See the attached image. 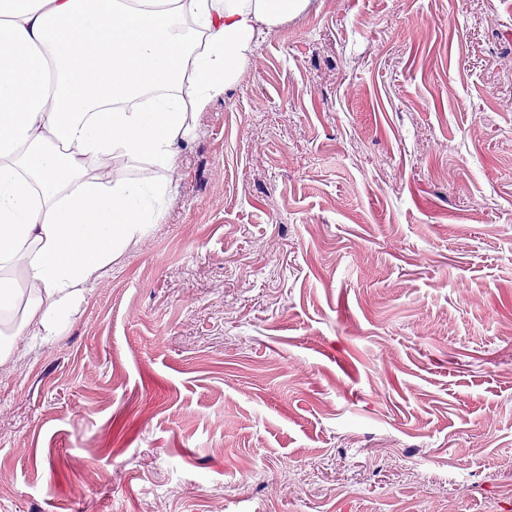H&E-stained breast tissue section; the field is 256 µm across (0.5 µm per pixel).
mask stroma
<instances>
[{
	"instance_id": "obj_1",
	"label": "stroma",
	"mask_w": 512,
	"mask_h": 512,
	"mask_svg": "<svg viewBox=\"0 0 512 512\" xmlns=\"http://www.w3.org/2000/svg\"><path fill=\"white\" fill-rule=\"evenodd\" d=\"M160 223L0 360V512H512V0H311Z\"/></svg>"
}]
</instances>
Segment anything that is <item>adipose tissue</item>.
<instances>
[{"label":"adipose tissue","mask_w":512,"mask_h":512,"mask_svg":"<svg viewBox=\"0 0 512 512\" xmlns=\"http://www.w3.org/2000/svg\"><path fill=\"white\" fill-rule=\"evenodd\" d=\"M310 0H0V312L52 335L163 212L167 184L89 175L173 169L186 112L232 86L265 29ZM22 262L21 277L4 274Z\"/></svg>","instance_id":"adipose-tissue-1"}]
</instances>
